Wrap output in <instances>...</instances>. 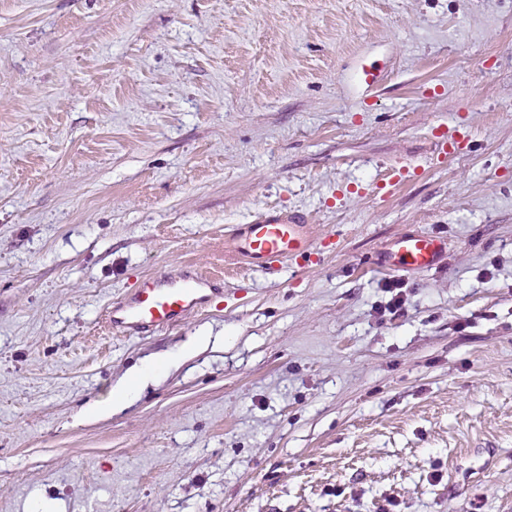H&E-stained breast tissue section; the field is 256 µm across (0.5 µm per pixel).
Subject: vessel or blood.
Here are the masks:
<instances>
[{
  "label": "vessel or blood",
  "instance_id": "1",
  "mask_svg": "<svg viewBox=\"0 0 512 512\" xmlns=\"http://www.w3.org/2000/svg\"><path fill=\"white\" fill-rule=\"evenodd\" d=\"M235 254L253 268L273 270L284 261L306 256L312 227L297 213H271L238 225L232 235ZM445 242L439 237L407 233L397 237L384 256L385 268L424 271L440 261ZM224 301V279L193 264L174 274L142 277L106 314L107 327L124 336H144L178 326L190 313Z\"/></svg>",
  "mask_w": 512,
  "mask_h": 512
}]
</instances>
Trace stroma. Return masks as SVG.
Masks as SVG:
<instances>
[{"mask_svg":"<svg viewBox=\"0 0 512 512\" xmlns=\"http://www.w3.org/2000/svg\"><path fill=\"white\" fill-rule=\"evenodd\" d=\"M185 263L222 308L108 331ZM0 512H512V0H0ZM232 241L237 256L257 270L270 271L310 252L312 227L300 214L276 212L253 224L238 225ZM444 251L445 242L439 237L407 233L391 243L382 264L392 270L424 271L436 266Z\"/></svg>","mask_w":512,"mask_h":512,"instance_id":"obj_1","label":"stroma"}]
</instances>
